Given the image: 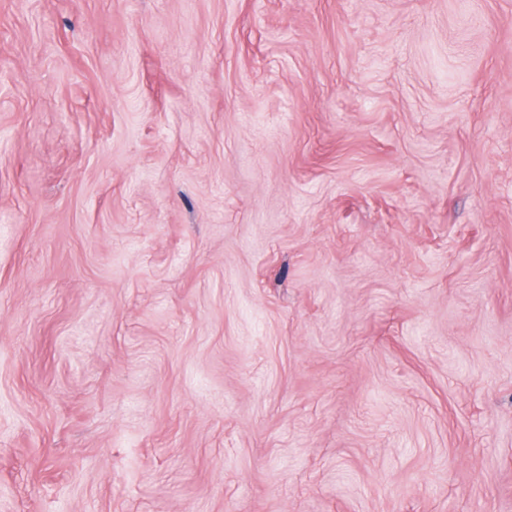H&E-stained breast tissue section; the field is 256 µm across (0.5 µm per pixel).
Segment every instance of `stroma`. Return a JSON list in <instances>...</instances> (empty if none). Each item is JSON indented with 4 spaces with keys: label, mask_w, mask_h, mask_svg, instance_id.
Instances as JSON below:
<instances>
[{
    "label": "stroma",
    "mask_w": 512,
    "mask_h": 512,
    "mask_svg": "<svg viewBox=\"0 0 512 512\" xmlns=\"http://www.w3.org/2000/svg\"><path fill=\"white\" fill-rule=\"evenodd\" d=\"M0 512H512V0H0Z\"/></svg>",
    "instance_id": "35a3bbf8"
}]
</instances>
